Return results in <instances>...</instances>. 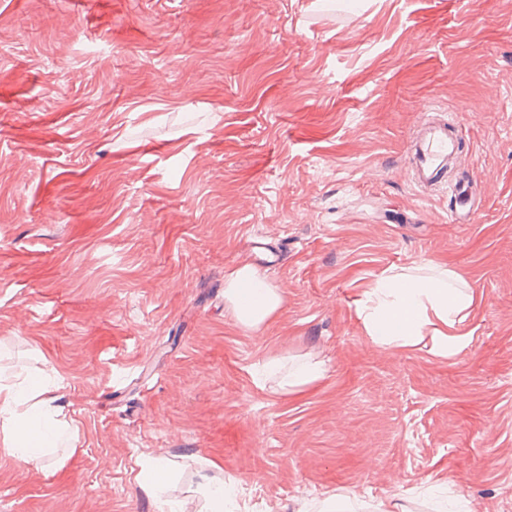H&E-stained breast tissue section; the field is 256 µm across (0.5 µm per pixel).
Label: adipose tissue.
I'll return each instance as SVG.
<instances>
[{"instance_id":"1","label":"adipose tissue","mask_w":512,"mask_h":512,"mask_svg":"<svg viewBox=\"0 0 512 512\" xmlns=\"http://www.w3.org/2000/svg\"><path fill=\"white\" fill-rule=\"evenodd\" d=\"M475 293L460 284L455 272L432 263L413 268H392L363 291L357 314L371 341L382 348H408L430 341L431 352L453 358L471 342L465 328ZM227 311L242 327L257 329L281 308L283 294L255 268L243 265L224 278ZM267 374L277 376L284 393L299 391L321 376L319 364L289 366L271 356L264 362ZM44 379L18 375L0 378V427L9 454L21 463L44 460L49 447L61 438L51 401L42 397Z\"/></svg>"}]
</instances>
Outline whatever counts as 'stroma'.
Returning a JSON list of instances; mask_svg holds the SVG:
<instances>
[{
	"label": "stroma",
	"instance_id": "obj_1",
	"mask_svg": "<svg viewBox=\"0 0 512 512\" xmlns=\"http://www.w3.org/2000/svg\"><path fill=\"white\" fill-rule=\"evenodd\" d=\"M0 0V375L50 377L72 447L0 443V512H512V0ZM428 102L457 115L465 224L417 192ZM261 237L283 293L238 325ZM476 291L470 345L383 350L356 314L390 267ZM323 364L284 394L267 356ZM224 302L236 323L259 329L280 310L283 294L255 268L243 265L224 277ZM138 481L143 488L152 492L161 503V511L176 512L177 510L161 495L169 481L170 474L162 456H156L140 464ZM200 491L206 502V512H223L224 511V485H213L204 477V481L200 486Z\"/></svg>",
	"mask_w": 512,
	"mask_h": 512
}]
</instances>
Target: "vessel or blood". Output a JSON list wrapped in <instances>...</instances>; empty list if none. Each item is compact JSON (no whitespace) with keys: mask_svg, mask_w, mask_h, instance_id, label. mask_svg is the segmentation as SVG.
<instances>
[{"mask_svg":"<svg viewBox=\"0 0 512 512\" xmlns=\"http://www.w3.org/2000/svg\"><path fill=\"white\" fill-rule=\"evenodd\" d=\"M437 114L429 104L421 109L419 135L411 145L412 180L420 192H439L459 200L468 194L469 186L448 175L458 151L457 122L438 119Z\"/></svg>","mask_w":512,"mask_h":512,"instance_id":"obj_1","label":"vessel or blood"}]
</instances>
